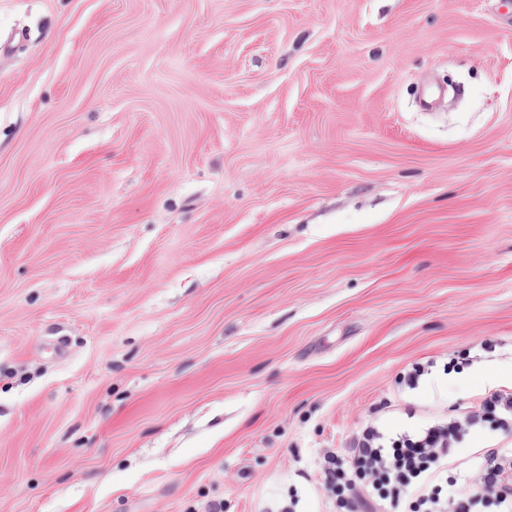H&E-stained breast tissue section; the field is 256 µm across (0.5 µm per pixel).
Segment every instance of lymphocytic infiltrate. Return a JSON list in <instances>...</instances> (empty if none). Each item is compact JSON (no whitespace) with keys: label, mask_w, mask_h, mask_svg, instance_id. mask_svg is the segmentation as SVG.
<instances>
[{"label":"lymphocytic infiltrate","mask_w":512,"mask_h":512,"mask_svg":"<svg viewBox=\"0 0 512 512\" xmlns=\"http://www.w3.org/2000/svg\"><path fill=\"white\" fill-rule=\"evenodd\" d=\"M492 408L512 427V390L488 392L480 406L437 413L413 426L372 418L347 451L325 453L319 478L341 512H512V475L489 448L462 465V438Z\"/></svg>","instance_id":"f902f5d3"}]
</instances>
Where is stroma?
I'll return each mask as SVG.
<instances>
[{"label":"stroma","mask_w":512,"mask_h":512,"mask_svg":"<svg viewBox=\"0 0 512 512\" xmlns=\"http://www.w3.org/2000/svg\"><path fill=\"white\" fill-rule=\"evenodd\" d=\"M505 2L0 0V512H336L512 387Z\"/></svg>","instance_id":"35a3bbf8"}]
</instances>
